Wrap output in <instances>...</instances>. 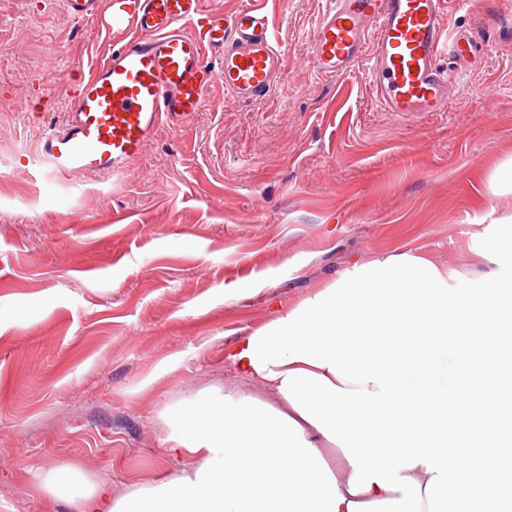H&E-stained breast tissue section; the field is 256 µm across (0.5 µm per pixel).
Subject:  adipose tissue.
Returning a JSON list of instances; mask_svg holds the SVG:
<instances>
[{"mask_svg":"<svg viewBox=\"0 0 512 512\" xmlns=\"http://www.w3.org/2000/svg\"><path fill=\"white\" fill-rule=\"evenodd\" d=\"M495 224L479 278L411 252L358 259L225 350L277 402L218 388L168 406L177 477L116 500L62 464L44 489L81 512H501L512 486L484 475L512 459V418L491 390L478 423L456 400L473 366L512 369V216ZM478 434L494 452L466 480L449 457Z\"/></svg>","mask_w":512,"mask_h":512,"instance_id":"1","label":"adipose tissue"}]
</instances>
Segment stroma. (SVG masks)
<instances>
[{
  "label": "stroma",
  "instance_id": "35a3bbf8",
  "mask_svg": "<svg viewBox=\"0 0 512 512\" xmlns=\"http://www.w3.org/2000/svg\"><path fill=\"white\" fill-rule=\"evenodd\" d=\"M63 0H0V512H77L41 486L69 464L113 498L175 475L162 412L214 387L275 402L224 358L355 258L408 250L476 276L512 163V0H445L477 62L446 111L387 112L362 56L311 62L328 0H265L282 84H212L122 174L52 178L30 159L91 64L134 34Z\"/></svg>",
  "mask_w": 512,
  "mask_h": 512
}]
</instances>
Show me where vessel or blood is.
<instances>
[{
  "mask_svg": "<svg viewBox=\"0 0 512 512\" xmlns=\"http://www.w3.org/2000/svg\"><path fill=\"white\" fill-rule=\"evenodd\" d=\"M112 18L131 19L134 35L91 65L66 122L44 133L37 160L47 175L123 173L161 120L178 124L200 111L214 81L244 102L281 84L282 52L259 0L224 15L204 0H112ZM367 51L390 112L445 111L458 65L476 60L472 38L445 25L443 0H330L314 68L339 77ZM443 54L451 67L440 64Z\"/></svg>",
  "mask_w": 512,
  "mask_h": 512,
  "instance_id": "1",
  "label": "vessel or blood"
}]
</instances>
